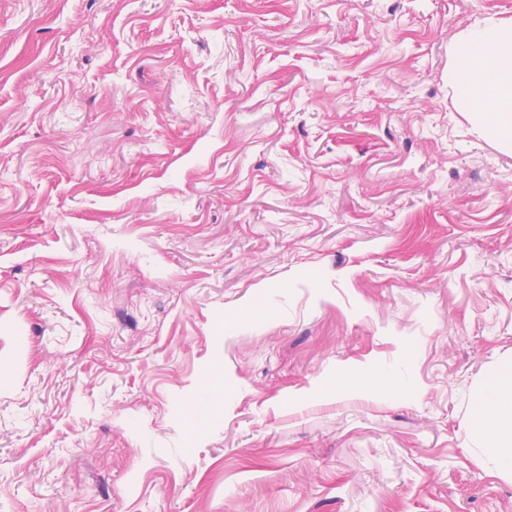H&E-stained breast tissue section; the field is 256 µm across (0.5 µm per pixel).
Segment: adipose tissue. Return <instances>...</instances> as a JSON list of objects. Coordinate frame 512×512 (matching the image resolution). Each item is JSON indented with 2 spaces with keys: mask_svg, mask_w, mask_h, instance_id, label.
<instances>
[{
  "mask_svg": "<svg viewBox=\"0 0 512 512\" xmlns=\"http://www.w3.org/2000/svg\"><path fill=\"white\" fill-rule=\"evenodd\" d=\"M448 81L457 109L512 147V19L490 17L464 30ZM470 436L488 459L512 471V362L493 372L477 394Z\"/></svg>",
  "mask_w": 512,
  "mask_h": 512,
  "instance_id": "obj_1",
  "label": "adipose tissue"
}]
</instances>
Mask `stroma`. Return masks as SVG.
Masks as SVG:
<instances>
[{"label":"stroma","instance_id":"obj_1","mask_svg":"<svg viewBox=\"0 0 512 512\" xmlns=\"http://www.w3.org/2000/svg\"><path fill=\"white\" fill-rule=\"evenodd\" d=\"M488 16L0 0V512H512V150L448 83ZM470 436L488 459L512 472V362L493 372L477 394ZM224 404V391L218 380L205 382L200 388V396L194 402L189 424L193 429L201 428L203 420Z\"/></svg>","mask_w":512,"mask_h":512}]
</instances>
